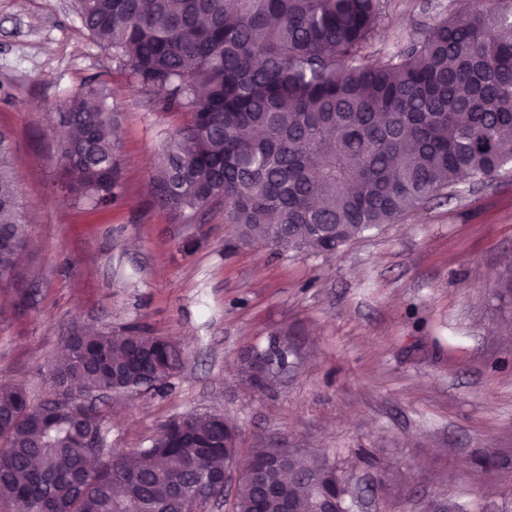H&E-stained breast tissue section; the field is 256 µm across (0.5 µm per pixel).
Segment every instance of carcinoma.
<instances>
[{
	"label": "carcinoma",
	"mask_w": 512,
	"mask_h": 512,
	"mask_svg": "<svg viewBox=\"0 0 512 512\" xmlns=\"http://www.w3.org/2000/svg\"><path fill=\"white\" fill-rule=\"evenodd\" d=\"M430 24L397 52L376 49L386 0H80L84 29L112 50L147 94L187 114L170 133L153 179L157 206L224 201L243 243L316 254L393 223L465 181L512 163V4ZM58 143L63 188L97 208L112 192L119 144L99 89L73 93ZM29 251L9 136L0 131V288L28 286ZM288 349L249 353L243 372L262 388ZM183 363L160 336L78 330L49 360L63 387L55 412L0 383V512H183L174 487L224 471V414L161 427L147 448L91 450L106 411L74 419L70 403L112 385L161 392ZM234 512H346L349 489L324 452L293 455L260 439L236 454Z\"/></svg>",
	"instance_id": "obj_1"
}]
</instances>
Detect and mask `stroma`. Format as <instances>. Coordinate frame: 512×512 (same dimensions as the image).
<instances>
[{"instance_id":"1","label":"stroma","mask_w":512,"mask_h":512,"mask_svg":"<svg viewBox=\"0 0 512 512\" xmlns=\"http://www.w3.org/2000/svg\"><path fill=\"white\" fill-rule=\"evenodd\" d=\"M379 46L484 0H387ZM102 88L120 166L107 209L75 202L55 162L60 112ZM185 119L144 94L83 28L78 0H0V130L31 247L29 297L0 290V382L45 395L73 329L138 328L183 351L159 394L109 396L105 438L144 448L185 413H224L258 438L329 452L379 512H512V166L421 204L333 254L241 245L223 202L175 215L151 183ZM288 346L265 388L250 351Z\"/></svg>"}]
</instances>
